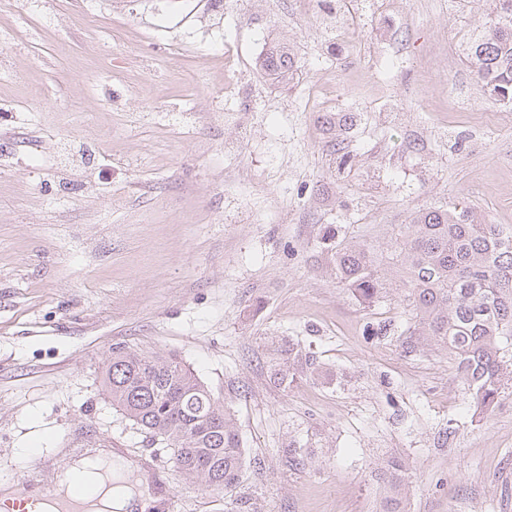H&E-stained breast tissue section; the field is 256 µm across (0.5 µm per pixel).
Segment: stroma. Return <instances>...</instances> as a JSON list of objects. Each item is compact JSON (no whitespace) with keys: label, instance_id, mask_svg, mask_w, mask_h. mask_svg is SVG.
Masks as SVG:
<instances>
[{"label":"stroma","instance_id":"stroma-1","mask_svg":"<svg viewBox=\"0 0 512 512\" xmlns=\"http://www.w3.org/2000/svg\"><path fill=\"white\" fill-rule=\"evenodd\" d=\"M223 2L0 0V479L149 462L101 386L121 346L178 354L261 461L221 493L165 464L181 512H381L394 459L402 512H512V394L477 407L390 262L422 209L512 225V102L463 52L492 0ZM339 240L381 260L377 302ZM336 278L351 288L361 301L374 303L382 293L379 263L366 248L336 242Z\"/></svg>","mask_w":512,"mask_h":512}]
</instances>
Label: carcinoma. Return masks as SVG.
<instances>
[{
	"label": "carcinoma",
	"mask_w": 512,
	"mask_h": 512,
	"mask_svg": "<svg viewBox=\"0 0 512 512\" xmlns=\"http://www.w3.org/2000/svg\"><path fill=\"white\" fill-rule=\"evenodd\" d=\"M494 2L466 56L497 100L512 102V0ZM264 66L286 79L295 64L272 54ZM402 252L421 335L446 344L478 406L493 411L512 381V225L468 209L420 210ZM336 278L365 303L382 293L378 260L366 248L336 243ZM102 384L112 406L198 486L215 492L239 483L247 460L232 415L178 355L114 347ZM402 471L401 462L388 464L383 512H401Z\"/></svg>",
	"instance_id": "obj_1"
}]
</instances>
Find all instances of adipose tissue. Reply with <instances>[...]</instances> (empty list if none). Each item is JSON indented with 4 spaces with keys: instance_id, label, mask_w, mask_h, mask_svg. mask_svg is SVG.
<instances>
[{
    "instance_id": "1",
    "label": "adipose tissue",
    "mask_w": 512,
    "mask_h": 512,
    "mask_svg": "<svg viewBox=\"0 0 512 512\" xmlns=\"http://www.w3.org/2000/svg\"><path fill=\"white\" fill-rule=\"evenodd\" d=\"M128 462L120 455L102 450L96 457L72 459L67 476L57 484L55 494L64 500L70 496V476L77 475L91 486L93 495L87 501L89 512H146L154 501L149 489L132 491L125 485Z\"/></svg>"
}]
</instances>
